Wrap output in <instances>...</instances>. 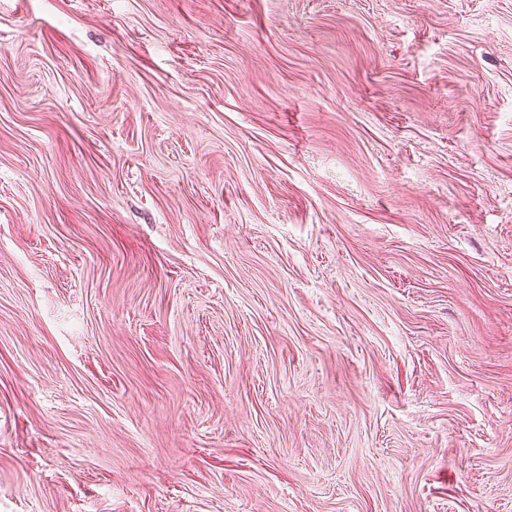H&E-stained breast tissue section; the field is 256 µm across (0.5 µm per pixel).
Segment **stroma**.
Segmentation results:
<instances>
[{"label":"stroma","instance_id":"stroma-1","mask_svg":"<svg viewBox=\"0 0 512 512\" xmlns=\"http://www.w3.org/2000/svg\"><path fill=\"white\" fill-rule=\"evenodd\" d=\"M0 512H512V0H0Z\"/></svg>","mask_w":512,"mask_h":512}]
</instances>
